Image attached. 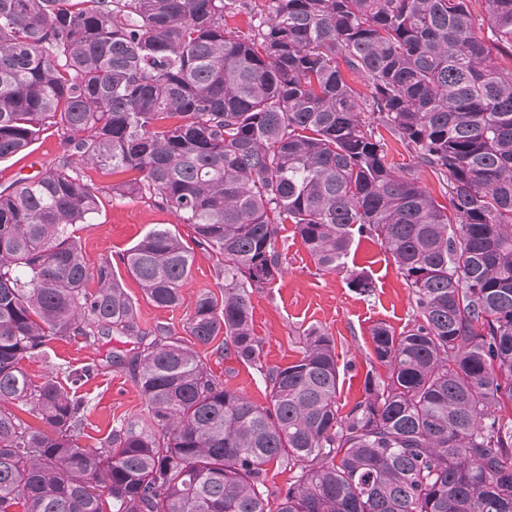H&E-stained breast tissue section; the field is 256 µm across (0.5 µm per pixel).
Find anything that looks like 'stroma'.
Listing matches in <instances>:
<instances>
[{"label":"stroma","mask_w":512,"mask_h":512,"mask_svg":"<svg viewBox=\"0 0 512 512\" xmlns=\"http://www.w3.org/2000/svg\"><path fill=\"white\" fill-rule=\"evenodd\" d=\"M385 143L389 163L411 168L436 201L446 203V177L415 166L411 154L393 137H386ZM62 152L61 141L53 130L41 132L24 157L0 160V184L6 186L22 178L39 176ZM86 174L107 190L99 214L78 230L90 265L117 256L158 224H173L180 233H187V226L180 223L175 213L143 199L114 194V187L127 181L126 173L104 174L90 168ZM279 247L283 253V274L251 295L253 332L263 342L264 359L270 366H287L301 357L307 330L315 328L328 334L336 345L340 373L338 410L347 413L362 398L372 354L371 329L383 324L397 334L405 330L414 317L411 294L393 259L379 242L363 239L354 243L348 269L342 273L317 271L293 225H283ZM215 263V258L208 254L197 253L191 276L181 291L180 305L167 309L149 303L138 282L126 270H119L122 287L137 305L140 326L150 328L161 323L176 335H183L198 295L217 289ZM352 271L373 280L371 293L363 294L349 286L348 274ZM130 347L129 337L116 334L96 337L91 343L79 337L53 338L46 341L39 357L23 363L37 382L48 378L61 381L70 370L97 365V375L78 390L88 403L82 445L105 438L114 420L145 414V404L127 367L107 360L109 353H122ZM205 352L208 368L226 387L242 391L257 405H265V384L256 370L219 355L215 345L206 346Z\"/></svg>","instance_id":"35a3bbf8"}]
</instances>
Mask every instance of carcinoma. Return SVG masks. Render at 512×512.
Returning a JSON list of instances; mask_svg holds the SVG:
<instances>
[{
    "label": "carcinoma",
    "instance_id": "cac0c4a2",
    "mask_svg": "<svg viewBox=\"0 0 512 512\" xmlns=\"http://www.w3.org/2000/svg\"><path fill=\"white\" fill-rule=\"evenodd\" d=\"M270 2L241 36L224 0H0V159L47 125L64 148L0 189V512H512V0H485L486 38L471 0ZM378 125L446 175L447 204L388 164ZM89 167L134 173L118 194L193 232L158 224L117 254L154 306L180 304L194 249L217 258L191 341L141 328L112 259L86 262L77 225L103 194ZM283 224L328 273L355 239L380 241L414 299L407 330L372 328L386 376L370 367L343 416L330 336L268 367L253 333ZM112 332L133 337L112 364L147 415L83 446L76 390L96 368L65 388L22 362L48 337ZM219 336L268 405L207 367Z\"/></svg>",
    "mask_w": 512,
    "mask_h": 512
}]
</instances>
